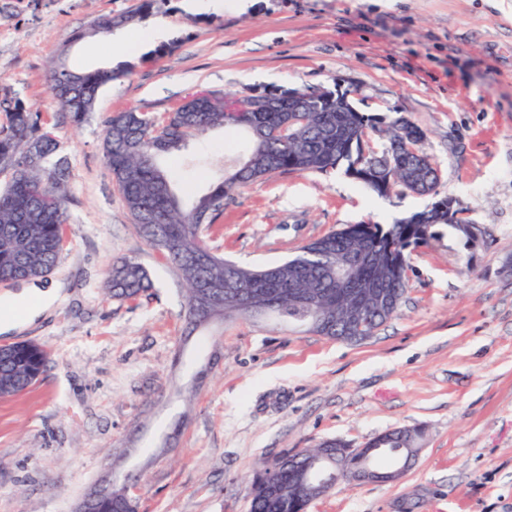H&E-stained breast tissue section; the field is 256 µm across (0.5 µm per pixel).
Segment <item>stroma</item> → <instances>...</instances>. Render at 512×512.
Masks as SVG:
<instances>
[{
	"mask_svg": "<svg viewBox=\"0 0 512 512\" xmlns=\"http://www.w3.org/2000/svg\"><path fill=\"white\" fill-rule=\"evenodd\" d=\"M140 0H0V97L37 104L70 162V224L56 266L36 279L54 302L0 332L50 363L0 399V512H76L102 481L136 512H249L260 462L339 438L358 448L422 429L398 481L343 486L307 512H512V0H251L199 11L167 0L156 19L177 48L122 52L89 29ZM123 62L75 125L48 86ZM347 88L358 111L403 114L441 170L440 195L481 225L466 248L450 230L410 257L399 314L359 344L274 320L215 322L185 334L174 268L136 232L102 150V120L134 106L170 111L192 92ZM244 135L216 129L160 164L184 201L203 193ZM377 196L343 172L287 173L242 188L207 232L218 255L270 265L347 224H389L423 209ZM150 271L139 299L106 291L114 259Z\"/></svg>",
	"mask_w": 512,
	"mask_h": 512,
	"instance_id": "1",
	"label": "stroma"
}]
</instances>
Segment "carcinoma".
<instances>
[{"mask_svg": "<svg viewBox=\"0 0 512 512\" xmlns=\"http://www.w3.org/2000/svg\"><path fill=\"white\" fill-rule=\"evenodd\" d=\"M158 0H141L131 12L104 16L93 31L108 34L115 28L136 25L147 18ZM123 72L98 68L69 70L60 62L50 74L53 98L79 126L95 112L99 91ZM279 100L281 112H229L234 93L191 94L172 111L160 116L135 107L114 112L103 121V151L112 177L132 217L138 234L174 266L186 286V317L190 331L216 320L274 318L298 325L313 312L307 331L332 340L357 343L373 336L395 317L408 287V260L442 227L466 237L465 220L448 221L432 204L392 224L363 222L331 231L299 247L293 255L265 267L241 266L213 254L205 231L223 213L236 192L278 173L322 174L349 172L365 160L370 179L363 185L388 197L405 192L437 194L441 175L437 166L423 162L413 150L424 131L407 117L392 118L351 112L325 95L310 91V111H288V91L264 89ZM7 124L0 126V281L23 282L42 277L55 265L64 230L70 223L67 204L70 165L58 153V143L45 130L42 113L32 103L15 97L0 99ZM215 128L238 131L250 139L247 155L224 166L222 179L210 186L189 207L183 206L158 158L180 151L187 142ZM290 133H284V130ZM379 133L378 151L362 158V144L369 132ZM355 267H350L354 258ZM352 268L351 279L336 288V274ZM109 290L119 300L136 299L151 288L149 270L139 261L121 258L112 262ZM380 289L387 305L369 309L366 327L359 331L350 313L361 291ZM49 361L39 343H13L0 359V397L20 395L34 385ZM422 431L407 428L375 436L367 447L399 462L420 448ZM289 456L297 459L267 474L255 470L247 486L249 512H303L307 498L320 497L329 487L315 488L307 481L308 461L324 466L345 457L344 447L316 445ZM96 512H135L124 489L96 502Z\"/></svg>", "mask_w": 512, "mask_h": 512, "instance_id": "1", "label": "carcinoma"}]
</instances>
